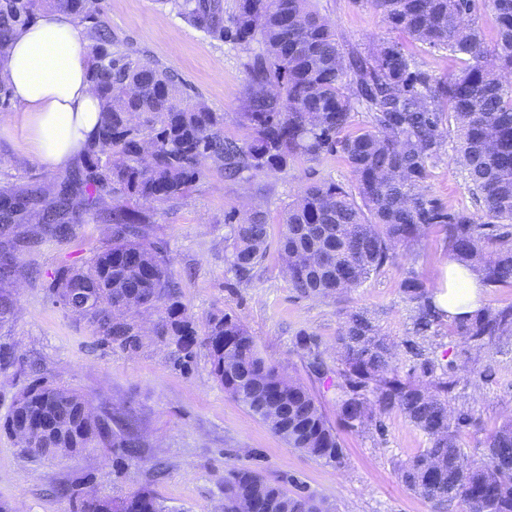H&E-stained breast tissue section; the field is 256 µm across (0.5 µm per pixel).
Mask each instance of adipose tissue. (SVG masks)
<instances>
[{
    "label": "adipose tissue",
    "instance_id": "1",
    "mask_svg": "<svg viewBox=\"0 0 512 512\" xmlns=\"http://www.w3.org/2000/svg\"><path fill=\"white\" fill-rule=\"evenodd\" d=\"M0 79L21 104L34 156L50 167L82 159L94 142L100 100L87 67V48L71 14L46 9L18 27L0 51ZM476 275L450 266L436 305L451 316L477 309Z\"/></svg>",
    "mask_w": 512,
    "mask_h": 512
}]
</instances>
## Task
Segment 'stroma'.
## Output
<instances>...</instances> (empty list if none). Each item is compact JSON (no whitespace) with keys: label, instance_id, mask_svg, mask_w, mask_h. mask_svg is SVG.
Wrapping results in <instances>:
<instances>
[{"label":"stroma","instance_id":"1","mask_svg":"<svg viewBox=\"0 0 512 512\" xmlns=\"http://www.w3.org/2000/svg\"><path fill=\"white\" fill-rule=\"evenodd\" d=\"M315 6L333 24L344 49L395 36L433 74L460 67L448 51L394 34L372 0H315ZM97 7L119 48L136 50L169 67L185 102L222 112L225 135L243 137L235 120L246 84L242 46L195 30L161 0H98ZM9 113L10 121L0 124V188L63 178L65 169L40 163L29 150L18 102H11ZM456 146V137H449L446 157L433 169L429 185L443 205L462 208L471 200L464 172L452 160ZM324 180L353 184L342 152L242 179L226 178L221 168L208 162L182 198L159 206L149 237L165 245L180 299L197 329H204L209 316L218 311L236 317L261 354L300 379L333 422L336 391L309 371L295 347L297 336H314L322 356L335 362L336 337L345 315L361 309L382 335L398 343L396 364L400 372H407L412 358L403 344L414 335L400 282L411 268L427 285L442 286L449 260L444 234L435 228L408 258L385 266L359 288L332 299L298 297L281 271V216L301 188ZM256 206L268 215L270 245L253 280L240 284L227 260L224 218ZM107 243L105 224L89 220L76 226L69 242L45 239L18 253L12 286L16 317L0 326V348L14 358L11 364H0V422L33 380L46 378L92 404L107 401L129 408L143 452L119 466L113 464L108 448L31 459L0 429V506L7 512H71L69 499L54 492L55 486L70 481L91 483L99 495L112 498L147 489L176 512H222L224 478L242 466L271 480L294 477L328 502L333 512H436L397 476L398 464L428 445L399 412L382 416L380 433L371 427L340 430L346 466L339 470L289 448L227 395L215 381L206 353H199L191 370L184 372L173 367L170 347L155 336H144L134 351L102 344L89 324L54 301L48 287L60 269L87 264ZM491 362L496 375L486 383L473 379L479 363H469L461 371L455 400L481 417V430L461 437L464 451L476 459L482 456L487 436L505 417H512V341L502 344Z\"/></svg>","mask_w":512,"mask_h":512}]
</instances>
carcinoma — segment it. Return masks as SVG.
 Returning a JSON list of instances; mask_svg holds the SVG:
<instances>
[{
    "label": "carcinoma",
    "instance_id": "cac0c4a2",
    "mask_svg": "<svg viewBox=\"0 0 512 512\" xmlns=\"http://www.w3.org/2000/svg\"><path fill=\"white\" fill-rule=\"evenodd\" d=\"M86 0H0V50L15 29L46 8L86 24L89 78L101 101L94 148L85 166L50 190L36 183L0 190V322L15 315L6 287L16 272V251L38 240L15 232L40 224V234L67 242L86 215L101 216L110 244L82 269L57 272L50 285L56 302L89 323L105 345L136 348L138 326L124 317L127 304L159 312L155 335L173 347L172 363L186 370L199 350L209 356L224 391L269 425L285 443L338 469L345 465L337 430L320 402L298 379L257 350L253 336L231 315H210L198 334L181 303L164 245L149 239L155 206L184 196L210 160L230 177L285 170L289 164L341 150L354 176L351 188L333 181L304 187L288 204L278 246L283 270L303 298L329 299L360 287L435 227L446 235L449 262L491 288L512 286V0H491L497 39L487 43L474 12L478 0H374L391 28L432 49L461 59V67L436 76L415 61L406 46L384 39L344 51L330 23L310 0H163L196 30L259 51L243 62L246 86L237 113L246 138L224 136V113L181 99L171 70L112 48L98 9ZM370 114V126L346 134L352 112ZM455 127V161L465 171L478 212L443 206L429 191L430 169L445 154ZM112 196V207H102ZM229 226V264L237 282L248 283L264 261L269 227L255 207ZM82 281L92 300L71 299L64 289ZM400 290L411 305L416 334L441 323L435 293L414 272ZM466 359L512 339V306H484L452 319ZM297 348L317 377L336 372L340 424L349 430L382 429L381 416L398 411L428 440L427 448L402 462L404 485L443 512L454 503L463 512H512V419L486 439L475 460L460 444L481 419L468 407H452L462 369L459 358L442 363L414 345L412 365L400 375L395 343L381 335L362 311L346 314L336 339L343 368L332 369L317 341L304 334ZM84 397L49 381H34L15 401L3 424L20 422L48 436L40 456L114 449L132 458L142 447L129 411L102 403L95 419L80 412ZM264 481L278 512H328L292 477L272 481L250 468L224 477V512H235L238 492ZM293 485L290 490L287 485ZM73 512H167L153 494L120 499L61 484Z\"/></svg>",
    "mask_w": 512,
    "mask_h": 512
}]
</instances>
